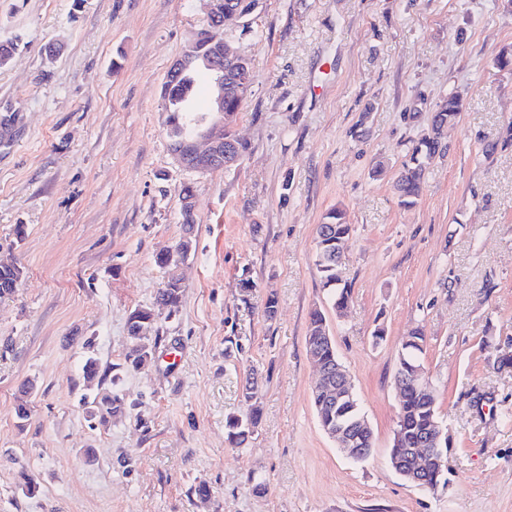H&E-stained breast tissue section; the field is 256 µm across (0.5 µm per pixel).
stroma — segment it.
Segmentation results:
<instances>
[{"instance_id": "obj_1", "label": "stroma", "mask_w": 512, "mask_h": 512, "mask_svg": "<svg viewBox=\"0 0 512 512\" xmlns=\"http://www.w3.org/2000/svg\"><path fill=\"white\" fill-rule=\"evenodd\" d=\"M202 23L199 0H0V42L19 44L0 68V116L15 117L0 256L24 268L0 299V512H512V366L494 364L512 341V65L497 62L512 0H258L249 30L224 34L255 75L235 127L246 150L199 174L172 161L161 91ZM452 94L462 112L400 205L395 173ZM187 186L181 306L157 309L150 366L124 375L122 414L99 424L81 402L85 355L123 363L131 311L165 283L155 255L184 234ZM334 208L353 226L340 314L316 266ZM316 308L373 429L362 464L311 404ZM417 330L452 437L444 489L387 462L397 356ZM249 380L261 419L237 447L224 422Z\"/></svg>"}]
</instances>
